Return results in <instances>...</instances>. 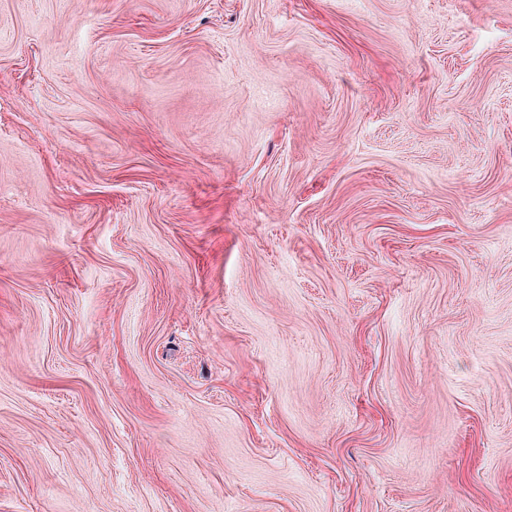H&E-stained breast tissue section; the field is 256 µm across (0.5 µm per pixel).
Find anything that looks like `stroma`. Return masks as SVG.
<instances>
[{
  "label": "stroma",
  "mask_w": 512,
  "mask_h": 512,
  "mask_svg": "<svg viewBox=\"0 0 512 512\" xmlns=\"http://www.w3.org/2000/svg\"><path fill=\"white\" fill-rule=\"evenodd\" d=\"M0 512H512V0H0Z\"/></svg>",
  "instance_id": "obj_1"
}]
</instances>
